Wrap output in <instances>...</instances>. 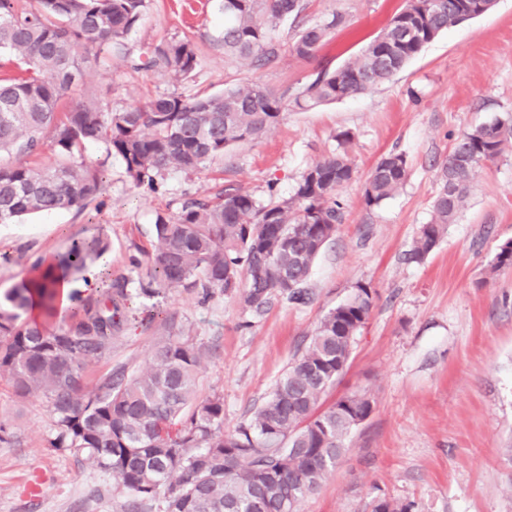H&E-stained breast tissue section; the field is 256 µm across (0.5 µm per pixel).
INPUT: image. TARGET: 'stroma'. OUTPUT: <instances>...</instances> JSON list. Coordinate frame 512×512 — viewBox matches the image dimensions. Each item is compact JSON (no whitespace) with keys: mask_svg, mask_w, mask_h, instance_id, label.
Wrapping results in <instances>:
<instances>
[{"mask_svg":"<svg viewBox=\"0 0 512 512\" xmlns=\"http://www.w3.org/2000/svg\"><path fill=\"white\" fill-rule=\"evenodd\" d=\"M404 0H303L300 19L274 35L280 55L255 70L225 58L219 39V0H147L124 54L91 61L76 98L102 97L117 108L158 94L219 93L244 79L273 93L298 90L322 66L355 56ZM347 13L312 59L289 52L301 26ZM191 38L199 64L181 81L156 70L130 69V58L160 40ZM512 113V0L449 29L427 44L394 79L360 95L307 110L289 109L262 139L234 146L197 172L172 169L156 191L134 186L104 145L92 144L84 161L103 171L105 190L85 209L33 214L0 224V293L17 284L39 260L64 254L73 243L102 237L103 254L71 279L79 300L52 325L76 323L82 300L104 299L127 279L134 319L112 346L88 365L89 383L122 367L146 369L154 344L169 329L164 317L189 330L206 353L197 396L224 399V427L233 429L270 396L276 380L320 319L367 284L373 306L357 334L350 363L325 400L368 391L370 417L357 426L348 454L297 512H371L379 498L411 502L415 512H512V483L504 460L512 446V269L491 271L500 244L512 240V146L484 164L456 221L420 263L406 261L431 217L438 171L465 130ZM360 173L343 186L345 220L315 260L305 304L276 301L260 315L238 297H203L162 287L138 295L152 278L148 253L157 215L176 214L185 199L212 197L228 188L260 202L293 193L312 163L335 153L337 134ZM404 154L408 179L380 205L364 203L362 177L384 154ZM155 314L150 326L141 318ZM0 512H128L129 495L86 461L51 451V415L39 398L18 401L0 376Z\"/></svg>","mask_w":512,"mask_h":512,"instance_id":"stroma-1","label":"stroma"}]
</instances>
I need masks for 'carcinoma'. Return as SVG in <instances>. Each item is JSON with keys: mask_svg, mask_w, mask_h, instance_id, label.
<instances>
[{"mask_svg": "<svg viewBox=\"0 0 512 512\" xmlns=\"http://www.w3.org/2000/svg\"><path fill=\"white\" fill-rule=\"evenodd\" d=\"M224 57L255 68L275 63L270 34L298 17L302 0H220ZM496 0H405L355 58L321 69L298 92L277 95L256 82L185 97L164 93L121 109L102 98L64 108L87 68L74 52L121 49L139 25L146 0H0V54L23 73L0 80V224L25 216L82 209L104 191L101 173L80 161L86 144H104L136 186L154 185L170 169L196 171L230 147L261 139L289 108L304 109L357 96L390 81L440 33L487 13ZM336 11L300 30L292 55L317 56L335 31L347 27ZM198 65L188 37L164 40L132 61L174 81ZM512 139V115L463 132L439 171L431 219L422 225L410 262L424 261L463 209L478 169L498 159ZM56 155L37 165L44 141ZM357 177L346 152L311 164L293 193L266 204L235 190L192 199L172 216L158 215L150 261L155 278L171 287L239 297L264 313L275 300L304 302L312 265L343 223L338 191ZM405 156L390 152L365 180L366 206H378L405 185ZM107 248L101 238L75 243L38 277L0 294V375L16 397L44 399L52 424L49 449L82 457L132 496L129 512L160 502L162 512H296L346 456V438L373 412L371 397L342 396L323 406L350 359L355 336L372 309V290L353 295L320 321L294 356L271 397L246 421L224 430V399H196L205 352L190 334L172 333L151 350L150 366L135 375L120 367L94 387L88 362L122 329L126 280L107 302L86 301L73 326L50 328L27 317L33 299L52 313L55 277H71ZM512 268V241L501 245L492 269ZM372 512H411V505L378 499Z\"/></svg>", "mask_w": 512, "mask_h": 512, "instance_id": "1", "label": "carcinoma"}]
</instances>
